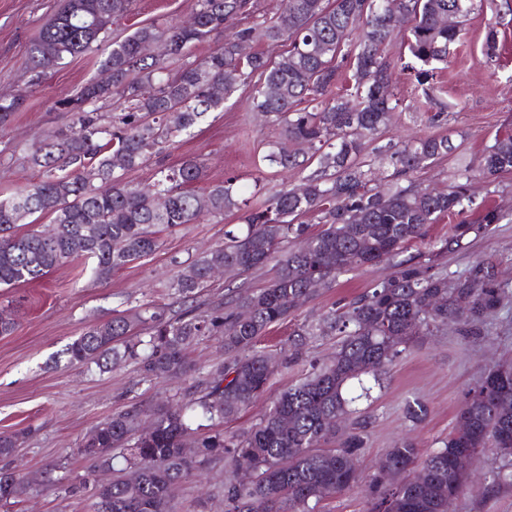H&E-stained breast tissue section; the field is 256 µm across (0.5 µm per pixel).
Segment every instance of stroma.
<instances>
[{"mask_svg": "<svg viewBox=\"0 0 512 512\" xmlns=\"http://www.w3.org/2000/svg\"><path fill=\"white\" fill-rule=\"evenodd\" d=\"M61 4L62 0H0V96L25 97L20 111L0 126L1 197L37 180V170L27 162L33 143L70 124V114L55 110V101L102 77L101 55L94 52L31 85L28 49ZM195 5L196 0H136L133 15L112 25L111 32L123 36L151 25L163 30L190 17ZM465 29L446 71L421 83L396 71L402 110L378 138L382 145L415 133L450 138L453 152L416 173L417 182L425 186H446L459 166L492 143L496 132L512 127V0H483L481 10L468 16ZM248 96L246 90L236 92L223 111L208 115L192 136L160 155L158 164L172 166L201 157L206 186L228 175L248 186L261 181L271 191L296 184L297 172L255 167V158L276 132L249 112ZM471 193L477 205L496 206L503 219L468 250L442 259L441 267L460 272L475 258L490 257L512 280V173L475 180ZM235 221L229 213L208 214L163 231L153 255L126 265L104 282L92 276L88 261L78 259L42 280L0 288V307L12 306L18 323L13 334L0 336V433H26L11 458H0V467L18 470L24 478L23 491L10 503L0 504V512H93L92 500L81 486L93 484L99 472L77 452L83 436L113 413L150 410L203 395L224 359L218 336L188 345L192 368L187 374L147 382L140 380L133 362L102 373L68 364L63 352L88 326L110 319L114 311L149 305L177 310L170 282L178 263L223 241L225 225ZM390 271L382 265L341 274L332 287L318 289L291 321L272 325L261 338L262 346L279 353L294 326L317 322L334 303L348 302ZM336 345L333 336L311 339L303 362L276 368L266 394L225 420V434L247 431L286 386L302 378L312 364L328 360ZM504 358H512V298L484 335L465 338L444 328L417 338L387 368L366 413L367 444L360 458L363 481L324 501V512H370L365 478L384 452L405 437L414 440L421 455L438 448L455 424L465 392ZM415 399L427 407L425 419L417 424L405 415L406 404ZM227 468L224 457L216 456L178 483L172 491L175 512H225ZM452 512H512V487L482 491L465 486Z\"/></svg>", "mask_w": 512, "mask_h": 512, "instance_id": "obj_1", "label": "stroma"}]
</instances>
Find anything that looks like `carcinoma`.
<instances>
[{
	"label": "carcinoma",
	"mask_w": 512,
	"mask_h": 512,
	"mask_svg": "<svg viewBox=\"0 0 512 512\" xmlns=\"http://www.w3.org/2000/svg\"><path fill=\"white\" fill-rule=\"evenodd\" d=\"M393 2L396 23L382 0H283L274 20L260 0H197L188 25L139 27L108 42L100 69L110 83L91 82L80 95L55 102L72 113V122L28 155L41 179L0 199V286L30 283L78 258L94 260V277L105 281L159 248L158 227L190 224L205 212L235 211L239 220L224 231V242L174 276L171 288L184 308L173 314L118 311L65 349L68 363L93 364L102 372L133 360L141 380L151 381L185 372L194 339L224 336V363L202 396L150 412L147 433L137 434L143 411L132 409L84 436L81 453L100 467H112L113 452L131 447L126 467L112 476L109 508L89 489L95 512H173V486L213 455L227 457L232 467L224 482L227 512H316L321 500L358 482L367 425L347 427L346 418L411 339L450 321L461 335L480 336L509 297L498 263L477 257L464 272L448 274L439 260L467 249L502 219L494 208L475 207L469 187L479 176L512 172V130L496 134L446 190L414 179L418 169L452 151L446 136L424 134L377 147L392 167L387 185L360 160L399 107L384 56L397 24L407 25L411 55L401 69L419 80L433 76L439 64L449 66L450 46L465 35L462 19L474 10V0ZM132 3L63 0L29 49L30 71L39 79L69 58L98 50L112 21ZM218 35L224 36L220 45L187 61ZM280 41L288 49L276 57L260 49ZM145 46L158 51L144 56ZM170 59L183 65L171 69ZM241 88L251 90L252 110L278 130L261 161L298 171L297 185L270 192L260 207L251 204L254 191L235 177L200 193L195 184L205 165L198 156L159 168L147 189L125 181ZM109 98L114 108L108 121L99 103ZM22 104L20 98L0 99V125ZM36 214L51 217L54 239L21 232ZM308 214L319 219L320 231L298 222ZM449 216L461 221L448 238L424 254L400 258L409 241ZM274 259L276 274L263 287L242 282L208 310L191 304L212 285L215 270L236 278ZM384 261L390 274L317 323L293 330L279 366L298 361L306 340L316 336L341 337L331 360L284 389L246 434L195 437L196 420L218 427L263 396L275 367L258 347L259 337L290 318L314 294L312 284L327 288L344 272ZM186 448H199L201 455L189 457ZM479 451L499 460L485 473L486 486H512L511 364L488 371L468 391L458 428L421 469L414 468L418 448L412 441L384 453L370 479L371 512H448V497L461 491L452 485L458 458Z\"/></svg>",
	"instance_id": "cac0c4a2"
}]
</instances>
